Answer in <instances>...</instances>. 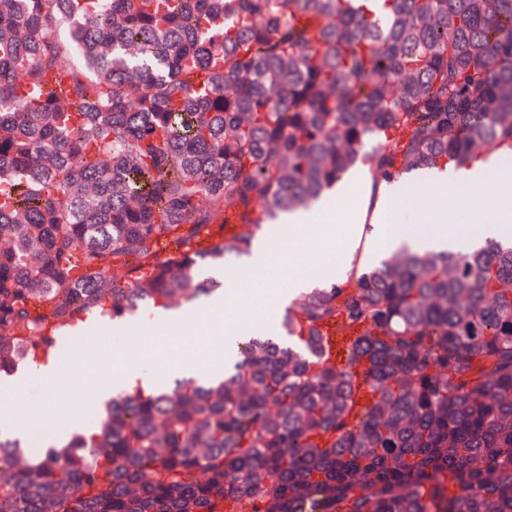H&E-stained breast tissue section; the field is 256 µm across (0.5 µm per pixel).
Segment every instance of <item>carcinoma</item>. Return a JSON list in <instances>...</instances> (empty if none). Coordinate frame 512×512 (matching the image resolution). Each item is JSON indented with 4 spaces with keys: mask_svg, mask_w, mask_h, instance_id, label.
I'll use <instances>...</instances> for the list:
<instances>
[{
    "mask_svg": "<svg viewBox=\"0 0 512 512\" xmlns=\"http://www.w3.org/2000/svg\"><path fill=\"white\" fill-rule=\"evenodd\" d=\"M502 151L512 0H0V377L223 292L204 262L359 163ZM0 512H512V243L388 253L221 375L121 391L63 444L0 432ZM327 346L336 359V366L344 365L349 356L350 349L357 332L341 330L338 326H329L322 329Z\"/></svg>",
    "mask_w": 512,
    "mask_h": 512,
    "instance_id": "obj_1",
    "label": "carcinoma"
}]
</instances>
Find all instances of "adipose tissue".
Returning <instances> with one entry per match:
<instances>
[{
    "instance_id": "adipose-tissue-1",
    "label": "adipose tissue",
    "mask_w": 512,
    "mask_h": 512,
    "mask_svg": "<svg viewBox=\"0 0 512 512\" xmlns=\"http://www.w3.org/2000/svg\"><path fill=\"white\" fill-rule=\"evenodd\" d=\"M489 183L494 185L495 195L489 201L480 202L478 206L481 233L475 237L451 219L448 198L461 191H480ZM410 189L425 195L422 209L431 223L429 232L406 230L397 222L398 207ZM410 189L383 185L377 211L369 219L361 216L359 208H352L350 224L345 230L344 247L331 277L293 271V253L275 256L265 244L260 243L238 265L236 274L226 277V286L235 288L245 280L260 286H270L277 289L279 300L284 303L309 288L326 287L331 281L346 277L354 259L360 254L369 256L382 248L393 249L402 244L414 250H449L463 253L481 239L506 240V228L512 225V166H492L483 159L462 168L451 165L447 170L426 172L414 178ZM335 219L334 212L327 205L294 215L288 226V238L301 248L324 252L331 246L326 226ZM272 319V313L263 310L254 315L241 330L220 331V339L208 359L194 362L183 358L168 363L161 370V377L172 374L189 377L196 373L204 375L221 371L225 359L235 352L238 337L267 332ZM80 365L102 374L93 389V398L97 401L110 397L115 388L135 384L139 378L138 356L119 355L107 360L89 356L76 361H49L34 369L30 378L17 380L15 388L17 391H24L32 378L59 385L69 384L73 380L76 367Z\"/></svg>"
}]
</instances>
